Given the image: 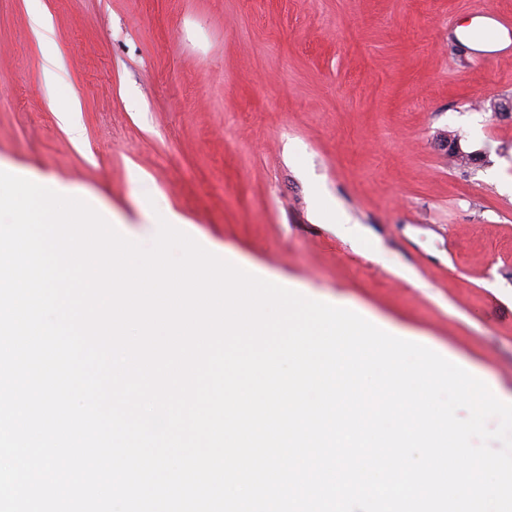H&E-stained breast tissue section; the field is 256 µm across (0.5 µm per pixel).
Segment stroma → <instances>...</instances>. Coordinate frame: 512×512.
Wrapping results in <instances>:
<instances>
[{
  "label": "stroma",
  "mask_w": 512,
  "mask_h": 512,
  "mask_svg": "<svg viewBox=\"0 0 512 512\" xmlns=\"http://www.w3.org/2000/svg\"><path fill=\"white\" fill-rule=\"evenodd\" d=\"M484 16L512 23V0H0V169L124 235L172 213L216 255L512 393V197L495 183L512 177V48L455 35ZM319 192L344 224L319 220ZM35 29L43 57V70L49 78H58L60 77L61 61L55 49L51 29L41 18L35 19Z\"/></svg>",
  "instance_id": "1"
}]
</instances>
